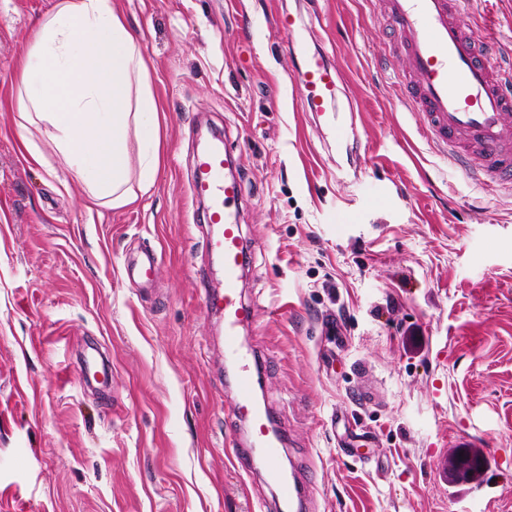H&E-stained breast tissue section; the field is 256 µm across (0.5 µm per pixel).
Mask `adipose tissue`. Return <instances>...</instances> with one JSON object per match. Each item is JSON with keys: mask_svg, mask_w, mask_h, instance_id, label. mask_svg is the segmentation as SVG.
<instances>
[{"mask_svg": "<svg viewBox=\"0 0 512 512\" xmlns=\"http://www.w3.org/2000/svg\"><path fill=\"white\" fill-rule=\"evenodd\" d=\"M18 95L21 126L49 140L89 206L126 207L153 184L160 105L142 44L112 0H55L28 42Z\"/></svg>", "mask_w": 512, "mask_h": 512, "instance_id": "1", "label": "adipose tissue"}]
</instances>
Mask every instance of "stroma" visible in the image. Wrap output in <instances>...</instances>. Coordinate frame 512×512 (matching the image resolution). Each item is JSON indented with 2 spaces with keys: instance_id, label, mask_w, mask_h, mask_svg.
Wrapping results in <instances>:
<instances>
[{
  "instance_id": "1",
  "label": "stroma",
  "mask_w": 512,
  "mask_h": 512,
  "mask_svg": "<svg viewBox=\"0 0 512 512\" xmlns=\"http://www.w3.org/2000/svg\"><path fill=\"white\" fill-rule=\"evenodd\" d=\"M51 0H0V512H289L266 462L233 467L218 275L188 180L207 130L237 159L248 250L243 337L309 512H512V190L464 173L401 97L380 0H112L161 100L163 164L121 209L51 144L23 145L15 75ZM292 14L295 35L275 15ZM494 19L512 69V0ZM325 50L356 111H302V51ZM158 257L151 288L126 267ZM108 378L82 381L90 349Z\"/></svg>"
}]
</instances>
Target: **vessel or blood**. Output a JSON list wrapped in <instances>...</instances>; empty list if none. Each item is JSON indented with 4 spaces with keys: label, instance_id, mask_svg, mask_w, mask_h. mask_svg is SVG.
Returning <instances> with one entry per match:
<instances>
[{
    "label": "vessel or blood",
    "instance_id": "obj_1",
    "mask_svg": "<svg viewBox=\"0 0 512 512\" xmlns=\"http://www.w3.org/2000/svg\"><path fill=\"white\" fill-rule=\"evenodd\" d=\"M467 0H384L398 51L407 63L403 85L414 109L424 112L431 141L444 147L465 171L486 186H512V76L505 74L486 44L471 41L459 23ZM341 75L326 53L307 54L297 73L300 105L325 112L340 91ZM232 164L227 151L211 146L195 157L189 183L192 198L206 201L210 234L207 250L224 263V284L206 289L207 307L224 317V354L239 370L235 418L249 421L267 461L281 449L268 433L263 413L250 393L251 357L240 341L241 327L255 319L253 306L239 296L243 261L237 204L242 188L226 176Z\"/></svg>",
    "mask_w": 512,
    "mask_h": 512
}]
</instances>
